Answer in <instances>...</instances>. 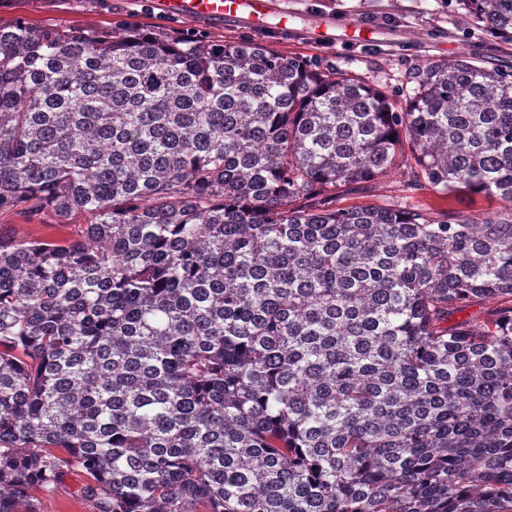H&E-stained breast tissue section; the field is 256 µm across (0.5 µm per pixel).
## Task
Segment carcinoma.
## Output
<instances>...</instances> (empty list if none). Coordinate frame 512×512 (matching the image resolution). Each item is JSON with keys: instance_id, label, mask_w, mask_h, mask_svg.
Segmentation results:
<instances>
[{"instance_id": "cac0c4a2", "label": "carcinoma", "mask_w": 512, "mask_h": 512, "mask_svg": "<svg viewBox=\"0 0 512 512\" xmlns=\"http://www.w3.org/2000/svg\"><path fill=\"white\" fill-rule=\"evenodd\" d=\"M410 79L0 24V212L84 218L0 232V512L70 468L96 512H512V218L336 207L407 146L512 213V71ZM0 224L8 231L23 237L70 238L75 237L83 224H39L27 223L13 213L0 215Z\"/></svg>"}]
</instances>
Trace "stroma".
Listing matches in <instances>:
<instances>
[{"mask_svg": "<svg viewBox=\"0 0 512 512\" xmlns=\"http://www.w3.org/2000/svg\"><path fill=\"white\" fill-rule=\"evenodd\" d=\"M268 23L252 26L241 17L206 20L164 12L158 0H0V23L23 19L50 27L111 31L135 22L161 36L194 32L210 40L250 38L286 56H302L323 71L369 80L404 102L412 89L408 73L429 63L464 55L487 68L512 69V42L492 38L466 16L458 0H272ZM412 170L341 188L339 206L393 205L440 219L444 214L503 213L498 200L466 192L441 193L411 183ZM85 478L66 470L51 489H32L38 512H92Z\"/></svg>", "mask_w": 512, "mask_h": 512, "instance_id": "35a3bbf8", "label": "stroma"}]
</instances>
